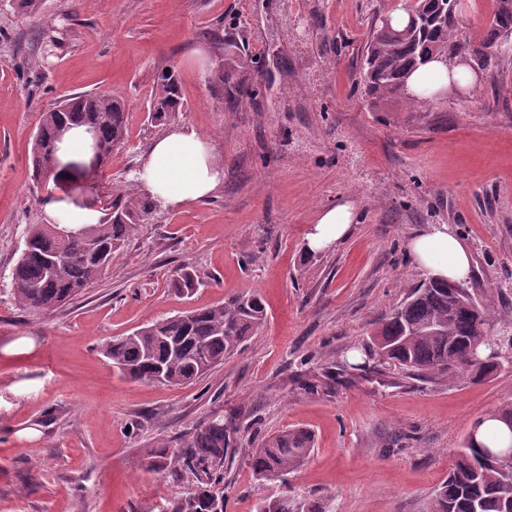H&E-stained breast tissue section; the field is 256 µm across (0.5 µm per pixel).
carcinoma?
Instances as JSON below:
<instances>
[{"instance_id":"carcinoma-1","label":"carcinoma","mask_w":512,"mask_h":512,"mask_svg":"<svg viewBox=\"0 0 512 512\" xmlns=\"http://www.w3.org/2000/svg\"><path fill=\"white\" fill-rule=\"evenodd\" d=\"M453 0H416L404 7L406 25L375 23L366 44L365 93L374 107L401 100L408 108L421 102L407 95L409 74L432 59L453 62L474 53L486 74H495L505 57L497 50L501 32L512 31V0H495L488 34L471 40L460 35ZM224 65L211 83L224 88V100L235 108L253 96L248 81V58L238 44L224 41ZM184 106L179 75L161 71L150 98L149 119L162 125ZM126 104L101 93L73 94L42 113L32 146L34 180L56 181L65 171L48 163L45 146L60 122H91L100 131L105 160L122 148L127 133ZM104 216L62 240L47 225H32L10 276V295L17 306L34 314H49L94 283L112 264L137 225L160 210V203L138 190L136 177L105 193ZM174 287L183 294L201 285L190 266L178 270ZM495 317L489 303L467 297L446 281L426 278L385 317L371 338L368 352L379 361L411 374L437 375L455 380L487 378L502 367L492 346L480 345L478 360L470 359L472 341L489 332ZM267 319L266 307L256 295H236L224 302L189 309L151 320L134 332L103 347L112 366L132 381L182 386L199 380L233 355L255 335ZM238 429L227 432L224 415L216 413L195 429L180 448L161 442L144 450L147 472L166 471L178 479L187 473L191 488L166 501L159 512H224V470L235 453ZM314 436L306 428L282 430L262 439L250 456L259 481H285L310 455ZM488 446L465 438L448 478L435 491L428 512H508L512 475H506L487 456ZM260 512H326L322 502L288 496L265 502Z\"/></svg>"}]
</instances>
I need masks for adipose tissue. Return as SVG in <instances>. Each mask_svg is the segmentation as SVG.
Returning <instances> with one entry per match:
<instances>
[{
    "label": "adipose tissue",
    "instance_id": "adipose-tissue-1",
    "mask_svg": "<svg viewBox=\"0 0 512 512\" xmlns=\"http://www.w3.org/2000/svg\"><path fill=\"white\" fill-rule=\"evenodd\" d=\"M474 80L467 67L450 70L442 62L432 61L411 74L406 86L410 94L427 97L453 83L468 87ZM140 170L141 189L165 206L204 199L224 180V167L212 144L188 124L173 126L157 138ZM357 218L356 204L349 199L324 209L305 236L307 251L317 253L334 247L349 235ZM409 249L415 263L429 276L458 282L470 275V253L448 225L433 224L419 231L411 237Z\"/></svg>",
    "mask_w": 512,
    "mask_h": 512
}]
</instances>
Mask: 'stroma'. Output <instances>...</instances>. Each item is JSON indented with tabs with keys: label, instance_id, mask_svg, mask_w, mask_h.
<instances>
[{
	"label": "stroma",
	"instance_id": "35a3bbf8",
	"mask_svg": "<svg viewBox=\"0 0 512 512\" xmlns=\"http://www.w3.org/2000/svg\"><path fill=\"white\" fill-rule=\"evenodd\" d=\"M408 0H0V512H147L189 477L147 473L144 449L179 447L213 414L241 445L224 473V512L281 495L330 512H424L474 421L512 404V364L491 378H418L364 353L378 321L425 273L408 241L449 225L467 245L464 285L512 333V64L409 112L364 94V46L379 15ZM244 46L256 93L229 109L207 73L223 38ZM175 67L177 123L211 139L224 181L207 199L160 208L85 294L33 316L6 285L45 201L99 212L85 180L34 186L43 110L108 92L129 112L126 145L98 181L139 165L162 128L147 113ZM358 220L333 249L304 237L330 205ZM189 264L190 298L168 280ZM260 294L264 325L194 384L132 382L102 346L146 321ZM324 375L311 394L307 375ZM303 426L315 447L286 481L255 479L252 437Z\"/></svg>",
	"mask_w": 512,
	"mask_h": 512
}]
</instances>
